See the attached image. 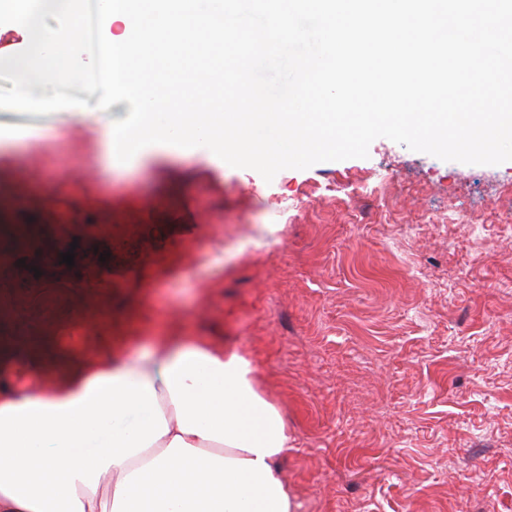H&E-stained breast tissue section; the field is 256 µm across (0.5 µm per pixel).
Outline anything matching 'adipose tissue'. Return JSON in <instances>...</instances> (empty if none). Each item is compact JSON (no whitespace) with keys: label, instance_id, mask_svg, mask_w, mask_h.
Masks as SVG:
<instances>
[{"label":"adipose tissue","instance_id":"ef3b65f1","mask_svg":"<svg viewBox=\"0 0 512 512\" xmlns=\"http://www.w3.org/2000/svg\"><path fill=\"white\" fill-rule=\"evenodd\" d=\"M239 348L167 332L135 356L0 387V512H295L291 447Z\"/></svg>","mask_w":512,"mask_h":512}]
</instances>
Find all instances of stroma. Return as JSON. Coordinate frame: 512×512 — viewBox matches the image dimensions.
Segmentation results:
<instances>
[{"label":"stroma","mask_w":512,"mask_h":512,"mask_svg":"<svg viewBox=\"0 0 512 512\" xmlns=\"http://www.w3.org/2000/svg\"><path fill=\"white\" fill-rule=\"evenodd\" d=\"M126 115L119 102L91 121L42 116L63 176L25 137L0 145V253L17 258L0 376L40 388L31 352L135 354L182 330L252 360L294 440L277 467L297 512H512V161L379 138L368 158L269 182L204 147L103 176L85 142ZM364 184L375 194L353 195ZM296 196L308 207L280 216ZM62 217L83 264L33 276L5 228ZM89 281L108 285L91 319L75 302Z\"/></svg>","instance_id":"stroma-1"}]
</instances>
